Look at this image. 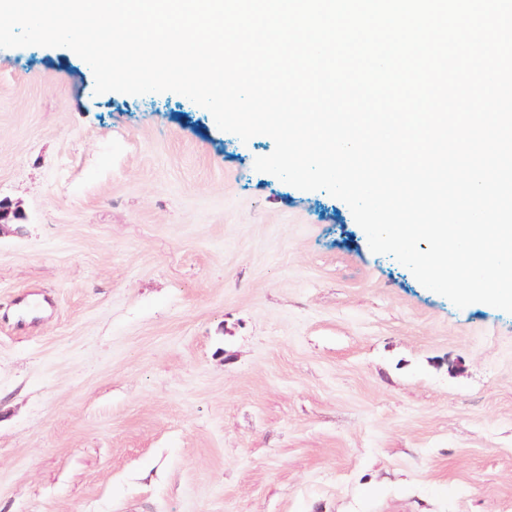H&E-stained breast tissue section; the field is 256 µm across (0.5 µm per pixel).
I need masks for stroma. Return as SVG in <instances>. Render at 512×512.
<instances>
[{
  "instance_id": "1",
  "label": "stroma",
  "mask_w": 512,
  "mask_h": 512,
  "mask_svg": "<svg viewBox=\"0 0 512 512\" xmlns=\"http://www.w3.org/2000/svg\"><path fill=\"white\" fill-rule=\"evenodd\" d=\"M273 149L0 49V512H512V314Z\"/></svg>"
}]
</instances>
